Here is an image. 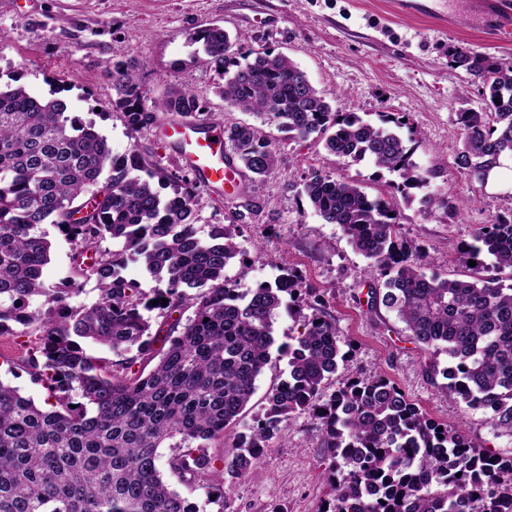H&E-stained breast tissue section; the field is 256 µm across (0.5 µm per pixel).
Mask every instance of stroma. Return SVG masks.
I'll list each match as a JSON object with an SVG mask.
<instances>
[{
	"label": "stroma",
	"mask_w": 512,
	"mask_h": 512,
	"mask_svg": "<svg viewBox=\"0 0 512 512\" xmlns=\"http://www.w3.org/2000/svg\"><path fill=\"white\" fill-rule=\"evenodd\" d=\"M392 0H0V83L20 78L36 95L60 96L71 114L95 121L114 154L139 149L167 169L181 160L155 128L130 133L112 106L109 62L135 59V80L155 100L173 88L192 89L225 124L255 123L251 113L224 107L217 74L206 65L193 33L219 26L244 48L288 55L313 85L342 112L378 122L380 113L402 118L403 137L417 141L413 162L438 167L431 186L460 209H425L421 191L403 197L392 189L394 174L368 161L337 158L318 137L289 138L276 125L263 131L279 162L260 192L271 224H247L235 241L253 254L250 283L274 281L283 268L303 271L320 288L341 329L347 357L323 387L335 393L344 379L381 371L432 418L465 432L477 444L512 454V440L496 437L482 411L466 407L430 362L447 365L409 339L405 326L386 309L369 311L366 260L354 252L342 229L324 223L300 197L312 174L361 184L370 196L393 202L402 231L423 248L425 272L468 279L455 244L471 241L493 216L512 212V183L479 185L459 174L458 112L477 107L479 84L450 69L448 52L466 47L512 64V36L480 32L458 17L447 30L426 18L397 17ZM26 354L22 338L0 337V382L43 404L46 390L19 369ZM329 462L323 455L321 423L311 412L293 414L283 438L241 479L225 483L227 508L214 503L212 480L169 483L198 512H324L332 499Z\"/></svg>",
	"instance_id": "obj_1"
}]
</instances>
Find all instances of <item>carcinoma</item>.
<instances>
[{
	"mask_svg": "<svg viewBox=\"0 0 512 512\" xmlns=\"http://www.w3.org/2000/svg\"><path fill=\"white\" fill-rule=\"evenodd\" d=\"M192 40L220 71L226 106L295 139L318 134L336 157L396 175L393 188L404 197L419 189L425 208L448 210V198L430 189L437 170L411 162L413 148L393 115H381L376 126L332 108L287 55L246 50L219 26ZM451 62L483 89L484 107L458 113L455 157L457 171L482 185L500 159L512 158V65L465 47L455 48ZM136 67L132 59L112 63V106L130 133L158 124L160 112L219 123L190 89L170 90L146 106ZM67 109L17 77L0 88V336L32 338L22 367L48 393L41 408L0 382V512H197L164 479L159 449H173L168 471L191 484L216 471L204 451L209 442L239 427L227 467L239 478L301 411L322 422L333 512H512V494L501 484L512 478V455L432 419L386 374L350 377L320 402L324 381L345 359L324 294L295 267L272 283H244L249 257L231 228L215 224L208 237L197 235L192 170L171 172L136 148L115 156L94 125ZM224 134L228 156L244 171L229 196L234 222L243 223L263 212L259 193L277 153L253 124L226 126ZM168 186L171 196L161 193ZM301 194L368 261L370 309L396 313L421 349L445 351L448 365L432 362L430 373L447 379L466 407L484 411L496 435L512 438V285L494 276L512 271V215L495 216L473 242L454 247L458 261L473 260L480 272L457 280L423 271L422 247L401 234L398 213L383 197L328 174L310 177ZM40 224L55 225L71 245V275L55 288L43 282L51 243L37 233ZM106 238L121 247L101 248ZM235 258L240 271L230 283L225 269ZM131 262L156 282L151 292L124 275ZM90 280L98 300L70 307L69 295ZM285 295L312 314L281 350L286 377L248 423L246 407L271 360ZM187 309L192 316L185 319ZM155 310L163 318L156 331L149 316ZM82 339L119 360L87 353ZM143 360L153 368L133 370Z\"/></svg>",
	"mask_w": 512,
	"mask_h": 512,
	"instance_id": "cac0c4a2",
	"label": "carcinoma"
}]
</instances>
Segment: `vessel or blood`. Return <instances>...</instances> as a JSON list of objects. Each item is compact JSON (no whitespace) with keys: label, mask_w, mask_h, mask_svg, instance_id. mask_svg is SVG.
Wrapping results in <instances>:
<instances>
[{"label":"vessel or blood","mask_w":512,"mask_h":512,"mask_svg":"<svg viewBox=\"0 0 512 512\" xmlns=\"http://www.w3.org/2000/svg\"><path fill=\"white\" fill-rule=\"evenodd\" d=\"M463 11L472 24L491 34L512 27V5L507 0H499L493 8L487 0H464ZM157 129L161 139L178 146L182 160L196 170L201 185L209 191L221 194L240 182V171L225 159L222 127L166 119Z\"/></svg>","instance_id":"vessel-or-blood-1"}]
</instances>
